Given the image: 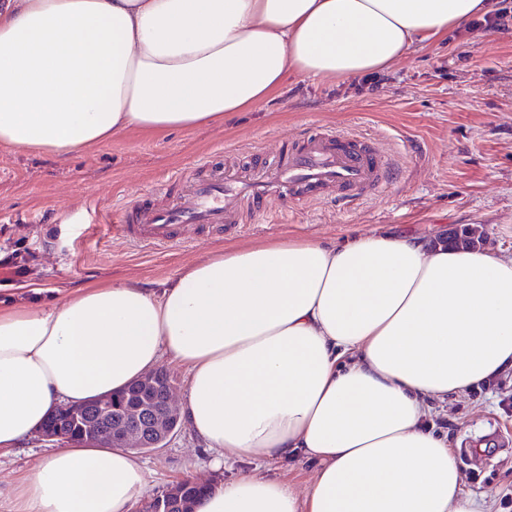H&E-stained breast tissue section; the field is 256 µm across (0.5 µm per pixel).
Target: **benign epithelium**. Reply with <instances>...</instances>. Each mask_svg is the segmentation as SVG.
Returning <instances> with one entry per match:
<instances>
[{
	"label": "benign epithelium",
	"instance_id": "1",
	"mask_svg": "<svg viewBox=\"0 0 512 512\" xmlns=\"http://www.w3.org/2000/svg\"><path fill=\"white\" fill-rule=\"evenodd\" d=\"M170 377L158 371L144 374L127 388L129 404L119 410L110 396L87 403L67 405L56 413L67 417L79 427L89 442H105L120 448L156 449L169 441L179 430V408L172 403ZM177 494L172 487L154 497L144 512H172Z\"/></svg>",
	"mask_w": 512,
	"mask_h": 512
}]
</instances>
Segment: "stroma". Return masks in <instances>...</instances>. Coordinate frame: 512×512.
I'll return each mask as SVG.
<instances>
[{
  "mask_svg": "<svg viewBox=\"0 0 512 512\" xmlns=\"http://www.w3.org/2000/svg\"><path fill=\"white\" fill-rule=\"evenodd\" d=\"M374 139L394 167L383 192L352 200L268 203L264 224H243L158 252L130 244L101 222L113 204L152 194L163 180L193 173L220 151L219 165L251 171L256 157L285 140L302 141L315 127ZM470 228L482 248L512 255V18L489 30L457 27L446 39L411 50L402 60L360 79L288 78L280 94L223 124L174 130L161 139L128 130L63 160L0 148V299L34 286L65 300L89 284L137 282L161 288L184 269L223 251L307 237L325 244L394 230L453 237ZM11 265H4V258ZM447 434L465 487L491 499L492 512H512V454L474 458L491 440L512 441V372L449 398L434 420ZM46 452L38 437L0 454V481L30 474ZM155 494L189 473L227 481L251 472L226 461L211 473L210 455L188 429L165 447L141 453Z\"/></svg>",
  "mask_w": 512,
  "mask_h": 512,
  "instance_id": "1",
  "label": "stroma"
}]
</instances>
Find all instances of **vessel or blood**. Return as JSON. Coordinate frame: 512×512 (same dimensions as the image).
I'll list each match as a JSON object with an SVG mask.
<instances>
[{"instance_id":"obj_1","label":"vessel or blood","mask_w":512,"mask_h":512,"mask_svg":"<svg viewBox=\"0 0 512 512\" xmlns=\"http://www.w3.org/2000/svg\"><path fill=\"white\" fill-rule=\"evenodd\" d=\"M210 166L203 161L199 173L181 177L182 188L169 202L158 205L142 198L107 215L106 223L136 246L164 250L184 243L190 228L220 231L245 218L264 222V204L272 199L317 200L331 193L355 197L384 189L391 176L378 144L332 129L290 146L271 174L214 173Z\"/></svg>"}]
</instances>
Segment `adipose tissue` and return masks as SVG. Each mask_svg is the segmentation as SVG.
Masks as SVG:
<instances>
[{
    "mask_svg": "<svg viewBox=\"0 0 512 512\" xmlns=\"http://www.w3.org/2000/svg\"><path fill=\"white\" fill-rule=\"evenodd\" d=\"M490 0H0V146L60 157L137 129L223 123L291 75L385 69ZM171 358L182 413L225 460L308 461L306 493L261 473L197 512H490L462 483L436 401L512 370V256L380 231L230 246L161 291L88 285L0 301V451L63 404ZM136 451L69 444L0 485V512H131Z\"/></svg>",
    "mask_w": 512,
    "mask_h": 512,
    "instance_id": "obj_1",
    "label": "adipose tissue"
}]
</instances>
